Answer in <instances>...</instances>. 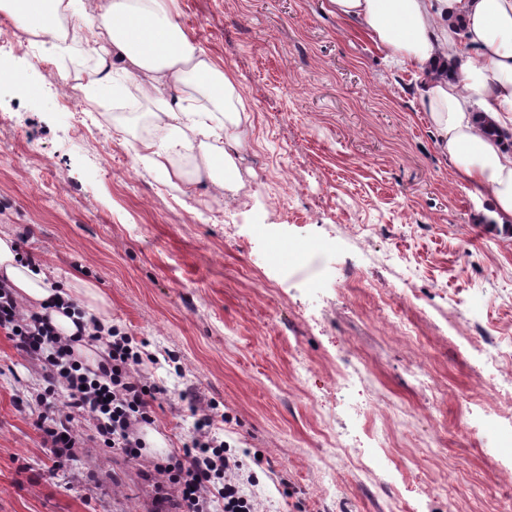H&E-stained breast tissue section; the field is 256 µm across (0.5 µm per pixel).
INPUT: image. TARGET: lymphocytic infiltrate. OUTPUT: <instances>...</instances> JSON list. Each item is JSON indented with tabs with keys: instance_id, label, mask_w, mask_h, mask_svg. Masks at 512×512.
Wrapping results in <instances>:
<instances>
[{
	"instance_id": "obj_1",
	"label": "lymphocytic infiltrate",
	"mask_w": 512,
	"mask_h": 512,
	"mask_svg": "<svg viewBox=\"0 0 512 512\" xmlns=\"http://www.w3.org/2000/svg\"><path fill=\"white\" fill-rule=\"evenodd\" d=\"M0 331L41 366L32 389L38 407L35 426L44 435L53 470L73 464V422L85 415L92 419L95 437L104 447L140 462L144 446L140 430L153 423L154 404L168 389L135 376L144 357L131 336L116 327L106 332L93 327L87 340L102 344L105 357L98 369H90L76 356L73 339L58 334L48 315L21 313L12 288L2 280ZM223 421V414L207 407L196 415L192 436L179 454L153 462L152 471L160 477L159 505L172 502L179 512H212L217 500L222 512H256L254 477L243 476L241 460L217 436Z\"/></svg>"
}]
</instances>
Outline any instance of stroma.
I'll return each mask as SVG.
<instances>
[{
	"label": "stroma",
	"mask_w": 512,
	"mask_h": 512,
	"mask_svg": "<svg viewBox=\"0 0 512 512\" xmlns=\"http://www.w3.org/2000/svg\"><path fill=\"white\" fill-rule=\"evenodd\" d=\"M177 6L245 104L231 204L202 182L171 191L137 153L153 132L147 99L123 115L90 101L80 122L65 117L55 85L66 64L42 38L9 58L37 95L17 102L0 80V233L62 281L93 283L113 325L157 357L141 373L171 391L154 408L165 446L143 456L187 441L193 417L177 392L190 386L223 411L258 512H512L489 442L459 432L483 415L490 385L512 386V360L486 369L475 350L512 344V239L493 233L440 153L420 72L386 61L327 0ZM255 224L335 235L326 262L337 277L321 299L307 273L282 280ZM475 294L484 308L464 313ZM418 359L440 392L415 382ZM355 366L368 380L337 390V373ZM40 372L0 334V512H157L155 478L86 420L75 423L76 462L48 470L26 405ZM347 431L359 449L386 440L393 463L361 466L336 446Z\"/></svg>",
	"instance_id": "35a3bbf8"
}]
</instances>
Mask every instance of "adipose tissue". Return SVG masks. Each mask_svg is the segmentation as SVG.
<instances>
[{
    "instance_id": "adipose-tissue-1",
    "label": "adipose tissue",
    "mask_w": 512,
    "mask_h": 512,
    "mask_svg": "<svg viewBox=\"0 0 512 512\" xmlns=\"http://www.w3.org/2000/svg\"><path fill=\"white\" fill-rule=\"evenodd\" d=\"M336 17L353 21L385 58L413 64L423 75L421 109L455 176L481 199L500 237L512 236V0H328ZM176 0H101L94 45L70 39L64 21L87 24L83 0H0V13L28 34L47 38L54 57L86 50L94 63L84 89L102 108L112 105L116 75L153 102L157 135L139 148L164 180L178 176L174 158L196 155L214 195L234 191L236 157L244 145V105L232 76L174 18ZM182 84L202 105L170 101ZM0 278L18 300L47 309L64 337L78 326L109 327L98 288L82 280L63 287L56 270L19 258L0 236ZM80 296L77 317L56 309Z\"/></svg>"
}]
</instances>
